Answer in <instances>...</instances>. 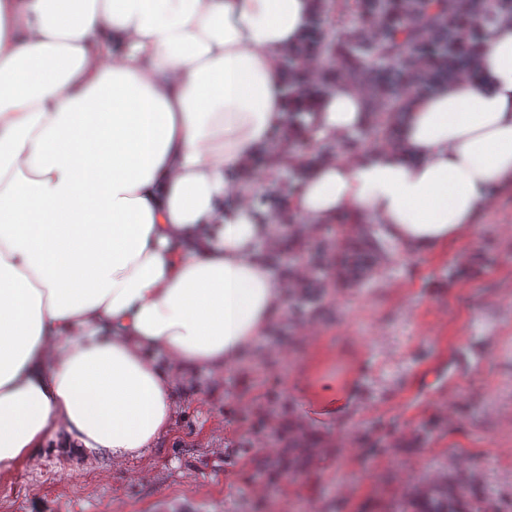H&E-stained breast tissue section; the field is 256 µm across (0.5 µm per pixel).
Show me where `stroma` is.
Masks as SVG:
<instances>
[{
  "instance_id": "stroma-1",
  "label": "stroma",
  "mask_w": 512,
  "mask_h": 512,
  "mask_svg": "<svg viewBox=\"0 0 512 512\" xmlns=\"http://www.w3.org/2000/svg\"><path fill=\"white\" fill-rule=\"evenodd\" d=\"M266 255L290 290L235 381L178 382L170 434L141 457L48 440L0 469V512H396L423 484L512 512V189L461 240L312 288L316 241ZM328 386L335 398L316 395Z\"/></svg>"
}]
</instances>
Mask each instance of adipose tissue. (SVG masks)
<instances>
[{"label":"adipose tissue","instance_id":"1","mask_svg":"<svg viewBox=\"0 0 512 512\" xmlns=\"http://www.w3.org/2000/svg\"><path fill=\"white\" fill-rule=\"evenodd\" d=\"M313 0H0V469L58 438L137 457L180 377L249 355L288 285L243 172L287 131L281 59ZM399 138L313 166L285 206L430 253L512 187V22ZM319 136L369 120L339 86Z\"/></svg>","mask_w":512,"mask_h":512}]
</instances>
